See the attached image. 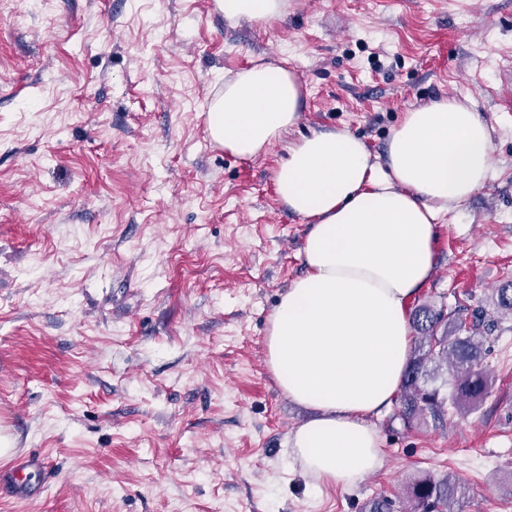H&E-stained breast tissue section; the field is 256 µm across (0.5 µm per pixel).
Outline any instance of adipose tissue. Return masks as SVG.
I'll return each instance as SVG.
<instances>
[{
    "instance_id": "1",
    "label": "adipose tissue",
    "mask_w": 512,
    "mask_h": 512,
    "mask_svg": "<svg viewBox=\"0 0 512 512\" xmlns=\"http://www.w3.org/2000/svg\"><path fill=\"white\" fill-rule=\"evenodd\" d=\"M229 23L270 22L288 0H220ZM301 86L276 62L225 81L206 112L213 143L255 158L296 126ZM490 126L444 97L412 107L386 162L346 131L289 144L276 191L312 226L305 274L268 319L266 364L283 394L313 410L288 435L290 459L313 487L350 488L383 465L373 416L390 406L410 352L408 302L431 278L438 216L495 171Z\"/></svg>"
}]
</instances>
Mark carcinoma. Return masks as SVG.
Listing matches in <instances>:
<instances>
[{
    "label": "carcinoma",
    "mask_w": 512,
    "mask_h": 512,
    "mask_svg": "<svg viewBox=\"0 0 512 512\" xmlns=\"http://www.w3.org/2000/svg\"><path fill=\"white\" fill-rule=\"evenodd\" d=\"M500 314H512V283L497 290L491 298ZM418 343L411 350L398 397L396 418L407 427L421 425L431 416L441 419L448 405L466 410L489 391L491 380L481 368L484 337L497 320L487 318L486 310L473 311L467 321L455 309L449 313L425 302L411 314ZM452 368L450 378L435 384L442 366ZM459 482L450 475L435 479L415 475L408 483L406 498L399 512H448V502L458 497ZM363 512H394V503L385 496L369 499Z\"/></svg>",
    "instance_id": "1"
}]
</instances>
